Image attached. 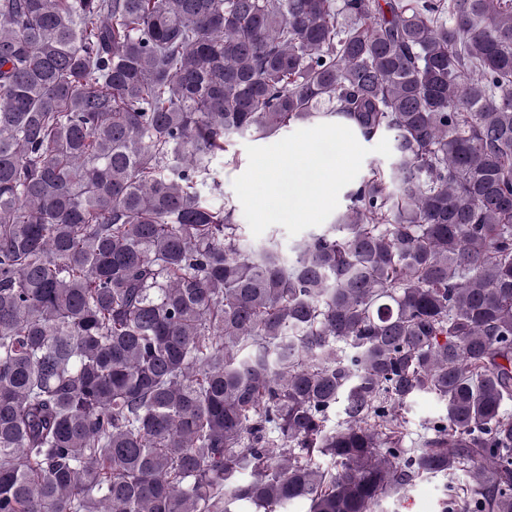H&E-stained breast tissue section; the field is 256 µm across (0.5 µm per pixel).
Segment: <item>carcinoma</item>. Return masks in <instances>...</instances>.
<instances>
[{"instance_id":"obj_1","label":"carcinoma","mask_w":512,"mask_h":512,"mask_svg":"<svg viewBox=\"0 0 512 512\" xmlns=\"http://www.w3.org/2000/svg\"><path fill=\"white\" fill-rule=\"evenodd\" d=\"M317 121L391 173L244 246L213 160ZM510 402L512 0H0V512H512ZM404 429L407 434L406 442L420 433L431 422L446 415V403L434 393H420L407 401L400 410ZM468 481L465 472L459 471L452 478L424 475L398 492L384 504V512H442V504L453 487Z\"/></svg>"}]
</instances>
